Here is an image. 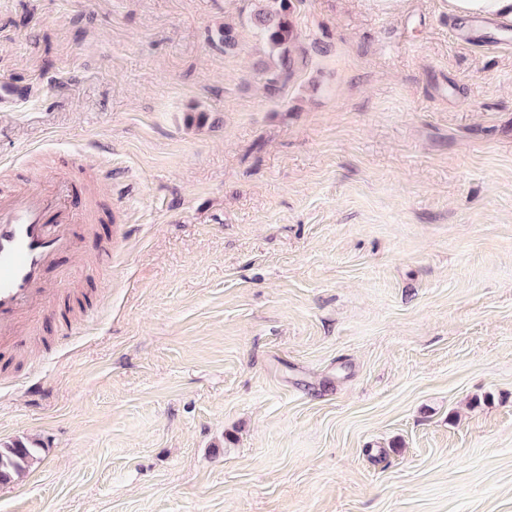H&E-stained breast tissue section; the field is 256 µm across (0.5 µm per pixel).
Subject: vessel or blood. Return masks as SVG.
<instances>
[{
  "mask_svg": "<svg viewBox=\"0 0 512 512\" xmlns=\"http://www.w3.org/2000/svg\"><path fill=\"white\" fill-rule=\"evenodd\" d=\"M74 182L49 181L23 190L0 188V351L35 311L68 302L48 275L61 256H78L70 211Z\"/></svg>",
  "mask_w": 512,
  "mask_h": 512,
  "instance_id": "1",
  "label": "vessel or blood"
}]
</instances>
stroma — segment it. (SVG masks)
<instances>
[{"instance_id":"obj_1","label":"stroma","mask_w":512,"mask_h":512,"mask_svg":"<svg viewBox=\"0 0 512 512\" xmlns=\"http://www.w3.org/2000/svg\"><path fill=\"white\" fill-rule=\"evenodd\" d=\"M248 9L0 0V184L95 214L75 331L0 356V512H512V47L299 0L272 98ZM35 459L36 448H31L23 441L0 443V484L21 478Z\"/></svg>"}]
</instances>
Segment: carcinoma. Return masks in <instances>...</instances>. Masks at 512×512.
<instances>
[{
  "label": "carcinoma",
  "instance_id": "1",
  "mask_svg": "<svg viewBox=\"0 0 512 512\" xmlns=\"http://www.w3.org/2000/svg\"><path fill=\"white\" fill-rule=\"evenodd\" d=\"M294 9L293 0H252L247 17L267 48L265 89L271 97L292 75V48L298 40ZM35 459L36 449L20 440L0 443V484L21 478Z\"/></svg>",
  "mask_w": 512,
  "mask_h": 512
}]
</instances>
